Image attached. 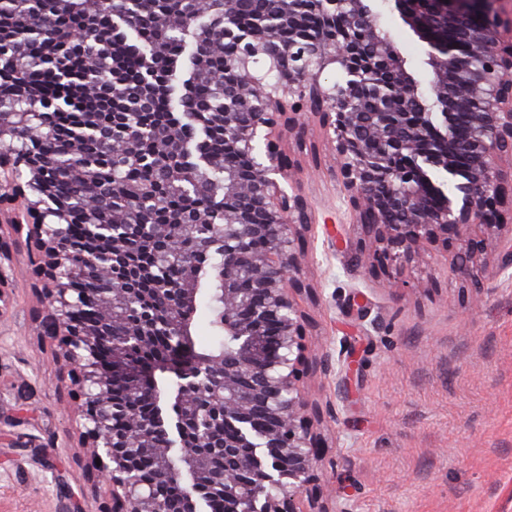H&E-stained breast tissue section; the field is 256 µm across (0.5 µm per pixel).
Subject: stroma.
<instances>
[{
	"instance_id": "stroma-1",
	"label": "stroma",
	"mask_w": 512,
	"mask_h": 512,
	"mask_svg": "<svg viewBox=\"0 0 512 512\" xmlns=\"http://www.w3.org/2000/svg\"><path fill=\"white\" fill-rule=\"evenodd\" d=\"M285 151L315 218L309 348L356 362L343 380L308 377L330 444L320 487L352 512H512V276L464 294L436 253L431 275L387 287L354 258L358 228L317 131ZM33 282L19 255L0 315V512H98L69 382L32 332Z\"/></svg>"
}]
</instances>
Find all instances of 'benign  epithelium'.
I'll use <instances>...</instances> for the list:
<instances>
[{"label": "benign epithelium", "instance_id": "benign-epithelium-1", "mask_svg": "<svg viewBox=\"0 0 512 512\" xmlns=\"http://www.w3.org/2000/svg\"><path fill=\"white\" fill-rule=\"evenodd\" d=\"M508 0H429L424 14L394 0L403 22L425 46L430 89L441 120L416 110L423 91L391 35L376 0H279L269 31L303 35L286 48L248 36L236 19L263 0H224L221 40L197 39V77L217 84L212 59L224 49L223 104L204 105L208 125L249 158L243 168L209 153L224 168V209L181 211L165 224H145L148 203L197 182L181 150L180 126L158 112L153 159L170 167L159 190L131 188L112 224H88L79 242L71 227L52 224L71 200L60 180L90 184L95 171L76 159L119 144L136 158L144 132L129 121L123 87L141 76L113 73L112 124L101 97L84 102V125L61 136L60 170L48 155L17 153L6 142L34 136L19 114L0 113V214L25 232L39 282L38 340L68 368L74 386L86 471L108 502L100 512H190L197 500L224 499L227 512H329L317 484L327 443L306 378L312 366L307 318L299 300L312 294L301 252L313 224L307 201L283 163V141L304 140L318 124L331 149L361 231L355 255L384 276L418 267L437 248L460 289L512 268V11ZM108 32L97 20L74 32L79 44ZM277 69L269 88L257 63ZM329 68L344 80L330 87ZM23 60L0 63V88L33 103L38 89L20 79ZM37 195L31 201L27 192ZM157 245L151 265L126 259L131 239ZM16 241L0 236V310L9 302L7 270ZM224 248V348L196 350L190 315L198 276L213 246ZM165 339L173 356L139 360ZM175 383L177 414L167 424L158 374ZM154 475L140 478L143 459ZM101 464H96V460Z\"/></svg>", "mask_w": 512, "mask_h": 512}]
</instances>
